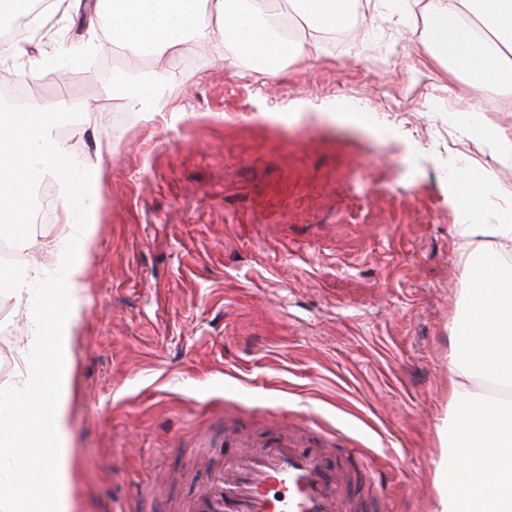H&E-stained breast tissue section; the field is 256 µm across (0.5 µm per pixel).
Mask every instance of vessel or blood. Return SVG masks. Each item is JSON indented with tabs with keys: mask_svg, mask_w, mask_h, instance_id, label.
Listing matches in <instances>:
<instances>
[{
	"mask_svg": "<svg viewBox=\"0 0 512 512\" xmlns=\"http://www.w3.org/2000/svg\"><path fill=\"white\" fill-rule=\"evenodd\" d=\"M234 445L208 460L187 512H350L347 474L328 449L287 429L263 441L243 432Z\"/></svg>",
	"mask_w": 512,
	"mask_h": 512,
	"instance_id": "obj_1",
	"label": "vessel or blood"
}]
</instances>
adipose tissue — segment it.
Wrapping results in <instances>:
<instances>
[{
    "label": "adipose tissue",
    "instance_id": "obj_1",
    "mask_svg": "<svg viewBox=\"0 0 512 512\" xmlns=\"http://www.w3.org/2000/svg\"><path fill=\"white\" fill-rule=\"evenodd\" d=\"M359 0H97L103 41L122 51L126 72L113 86L131 108L145 111L153 84L128 82L143 54L181 55L207 44L228 65L259 61L272 76L291 59L319 58L320 34L349 26ZM424 44L433 59L475 90L467 108L449 113L461 136L489 147L512 169V126L496 123L483 95L512 97V0H426ZM299 17L300 34L284 38L271 21ZM67 101L0 113V223L31 214L30 191L55 185L64 224L45 241L51 265L6 277L15 310L25 319V364L0 388V512H71L72 448L66 431L74 378V326L82 309L86 256L99 204V164L70 152L57 129ZM451 199L464 215L482 214L500 192L483 166L458 171ZM467 282L450 325L448 409L437 427L439 460L433 512H512V220L462 224ZM26 463L17 474L16 458ZM467 485H459V474Z\"/></svg>",
    "mask_w": 512,
    "mask_h": 512
}]
</instances>
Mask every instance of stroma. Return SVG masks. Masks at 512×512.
I'll return each instance as SVG.
<instances>
[{
	"label": "stroma",
	"instance_id": "obj_1",
	"mask_svg": "<svg viewBox=\"0 0 512 512\" xmlns=\"http://www.w3.org/2000/svg\"><path fill=\"white\" fill-rule=\"evenodd\" d=\"M87 31L44 13L0 60L35 102L82 105L70 146L103 171L74 328L73 512H173L218 431L286 424L381 485L374 512H433L466 282L448 173L476 161L512 192V170L448 119L469 91L444 89L415 18L380 7L342 55L275 79L203 44L145 59L159 101L141 114L88 63L68 80L33 65ZM0 319L6 386L23 321L5 295Z\"/></svg>",
	"mask_w": 512,
	"mask_h": 512
}]
</instances>
